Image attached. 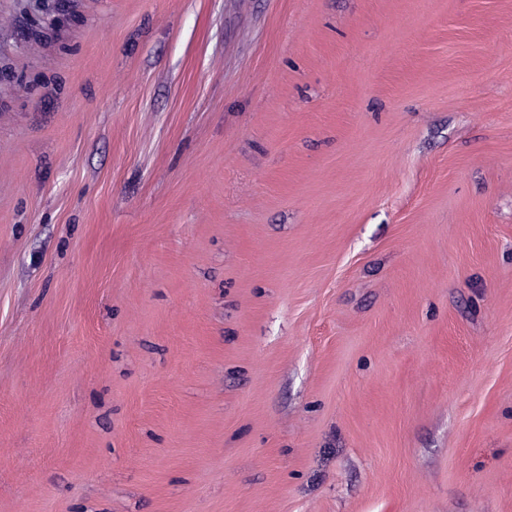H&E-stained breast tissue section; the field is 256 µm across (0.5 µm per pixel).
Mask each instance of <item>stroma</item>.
<instances>
[{
    "instance_id": "obj_1",
    "label": "stroma",
    "mask_w": 512,
    "mask_h": 512,
    "mask_svg": "<svg viewBox=\"0 0 512 512\" xmlns=\"http://www.w3.org/2000/svg\"><path fill=\"white\" fill-rule=\"evenodd\" d=\"M0 512H512V0H0Z\"/></svg>"
}]
</instances>
